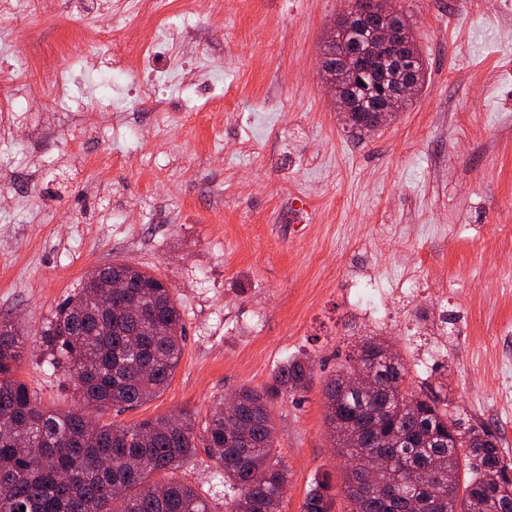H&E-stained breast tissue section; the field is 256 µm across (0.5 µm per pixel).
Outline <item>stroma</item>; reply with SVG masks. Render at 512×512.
Segmentation results:
<instances>
[{
    "label": "stroma",
    "instance_id": "35a3bbf8",
    "mask_svg": "<svg viewBox=\"0 0 512 512\" xmlns=\"http://www.w3.org/2000/svg\"><path fill=\"white\" fill-rule=\"evenodd\" d=\"M346 0H224L199 18L197 49L231 91L192 102L194 118L113 93L68 61L80 105L49 94L36 56L79 24L36 5L30 57L0 60L32 111L0 112V320L26 338L18 377L48 409L76 408L40 331L93 269L127 263L165 281L185 348L169 386L104 423L193 414L243 388L271 389L306 356L312 380L271 400L288 470L280 512H300L314 478L333 512H351L343 460L325 423L324 388L361 340L389 339L413 390L444 388L450 411L499 433L512 458V0H398L426 61L422 90L368 135L349 133L320 72L330 21ZM420 276L426 291L399 294ZM371 281L379 323L353 307ZM180 479L224 508L205 451Z\"/></svg>",
    "mask_w": 512,
    "mask_h": 512
}]
</instances>
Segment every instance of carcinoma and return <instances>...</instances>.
<instances>
[{
  "instance_id": "carcinoma-1",
  "label": "carcinoma",
  "mask_w": 512,
  "mask_h": 512,
  "mask_svg": "<svg viewBox=\"0 0 512 512\" xmlns=\"http://www.w3.org/2000/svg\"><path fill=\"white\" fill-rule=\"evenodd\" d=\"M380 24L375 18L359 28L357 50L370 51ZM397 78L383 62L354 76L351 128L379 85ZM112 280L129 288L107 300L103 284ZM41 336L83 407L104 411L142 405L168 386L185 328L164 281L115 263L92 270L58 304ZM23 339L19 325L0 321V512H212L194 486L175 476L200 444L224 478V512H265L270 498L283 496L288 471L277 455L269 391L239 390L234 415L215 405L200 435L187 412L129 427L91 425L80 410L43 408L16 377ZM354 360L349 356L324 392L328 429L338 453L350 460L344 486L352 512H471L475 500L482 512H512V459L492 431L476 437L439 393L406 389L399 355L375 365L373 393L339 392L342 378L357 368ZM311 375L309 361L292 358L274 382L290 393L305 388ZM381 457L392 461L382 485H365V473ZM450 473L463 481L439 495L425 490L427 475L443 483ZM332 509L330 485L314 480L301 512Z\"/></svg>"
}]
</instances>
